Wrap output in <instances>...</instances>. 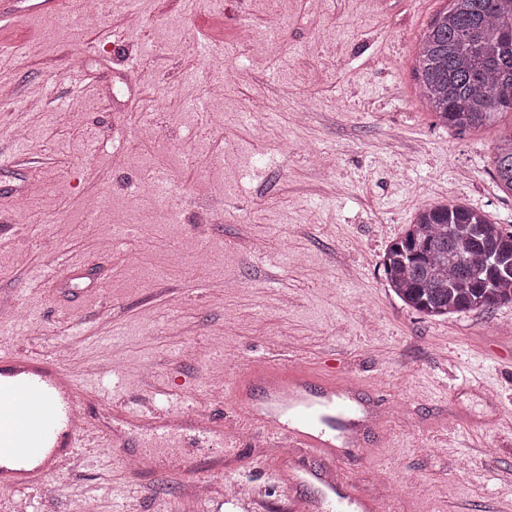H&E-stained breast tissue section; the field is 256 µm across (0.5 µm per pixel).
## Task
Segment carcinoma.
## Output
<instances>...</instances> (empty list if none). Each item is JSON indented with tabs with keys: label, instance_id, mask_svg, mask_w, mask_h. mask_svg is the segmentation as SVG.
<instances>
[{
	"label": "carcinoma",
	"instance_id": "obj_1",
	"mask_svg": "<svg viewBox=\"0 0 512 512\" xmlns=\"http://www.w3.org/2000/svg\"><path fill=\"white\" fill-rule=\"evenodd\" d=\"M416 48L418 93L442 126L479 130L512 112V0H448ZM492 176L512 194V133L497 140ZM383 276L430 317L512 302V229L479 210L424 205L383 256Z\"/></svg>",
	"mask_w": 512,
	"mask_h": 512
}]
</instances>
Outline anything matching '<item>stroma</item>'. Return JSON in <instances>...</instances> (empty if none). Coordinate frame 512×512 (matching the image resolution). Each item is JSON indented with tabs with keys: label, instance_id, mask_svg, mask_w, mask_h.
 <instances>
[{
	"label": "stroma",
	"instance_id": "stroma-1",
	"mask_svg": "<svg viewBox=\"0 0 512 512\" xmlns=\"http://www.w3.org/2000/svg\"><path fill=\"white\" fill-rule=\"evenodd\" d=\"M445 4L107 0L75 30L82 2L64 0L57 17L19 19L0 40V86L24 96L0 104V300L17 314L0 348L67 346L69 366L93 373L87 400L175 414L218 404L256 364L355 382L380 403L385 437L367 433L366 451L337 462L353 490L387 512H512V303L430 318L380 271L422 205L454 199L512 225V196L488 172L512 114L459 133L418 97L415 47ZM131 11L139 24L123 25ZM242 25L255 42L237 43ZM227 52L239 77L214 98L202 60ZM257 98L270 106L259 136ZM59 106L79 123H54ZM147 172L169 175L167 201L141 193ZM122 209L132 229H115ZM224 419L238 442L182 435L191 469L144 475L104 437L53 477L51 497L0 487V512L22 497L29 512H288L272 435L233 405ZM219 456L251 500L195 493Z\"/></svg>",
	"mask_w": 512,
	"mask_h": 512
}]
</instances>
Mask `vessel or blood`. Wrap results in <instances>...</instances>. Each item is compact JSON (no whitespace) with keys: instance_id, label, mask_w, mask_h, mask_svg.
I'll return each mask as SVG.
<instances>
[{"instance_id":"b4317fda","label":"vessel or blood","mask_w":512,"mask_h":512,"mask_svg":"<svg viewBox=\"0 0 512 512\" xmlns=\"http://www.w3.org/2000/svg\"><path fill=\"white\" fill-rule=\"evenodd\" d=\"M12 11L0 12L1 22L22 16L55 15L62 0H13ZM83 378L56 356L24 350L0 351V486L13 490L37 489L57 475L87 441L89 421L75 414L88 410L82 394ZM264 388L269 408L253 409L250 393ZM354 383L334 380L294 366H253L236 388L237 402L247 408L276 439L305 454V461L289 465V482L308 485L320 481L327 489L326 512H379L376 501L349 492L329 460L337 455L336 437L345 435L355 447L363 442L351 417ZM117 427L111 432L114 446L131 448L140 443L165 446L172 436L193 430L215 439L224 437V421L216 416L174 415L153 408L136 412L113 405Z\"/></svg>"}]
</instances>
